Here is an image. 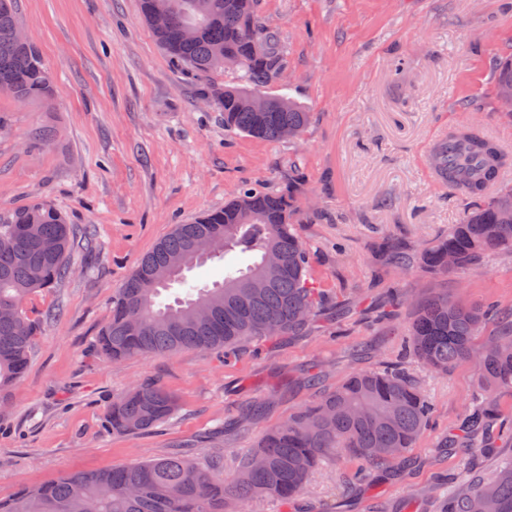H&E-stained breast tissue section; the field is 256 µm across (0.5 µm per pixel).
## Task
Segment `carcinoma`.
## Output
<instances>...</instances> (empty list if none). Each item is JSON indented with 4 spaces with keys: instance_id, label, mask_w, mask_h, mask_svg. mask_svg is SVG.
I'll return each mask as SVG.
<instances>
[{
    "instance_id": "obj_1",
    "label": "carcinoma",
    "mask_w": 512,
    "mask_h": 512,
    "mask_svg": "<svg viewBox=\"0 0 512 512\" xmlns=\"http://www.w3.org/2000/svg\"><path fill=\"white\" fill-rule=\"evenodd\" d=\"M261 0H142V12L169 56L199 79L232 71L236 82L216 98L224 131L271 141L284 129L304 133L311 113L300 102L273 91L275 71L286 69L279 34L265 26ZM17 0H0V93L18 102L53 104V78L34 43L21 34ZM512 60L502 62L494 92L501 112L512 116ZM263 93L273 101L255 112L242 100ZM288 101L282 109L278 102ZM471 156L485 159L476 173L464 162L448 171L452 187L482 199L480 206L448 228V236L418 252L392 248L389 260L402 270L417 266L435 274L480 267L492 253H512V190L490 192L499 164L496 149L481 130L448 135ZM299 175H288V190L244 185L224 209L188 224H176L142 257L112 301V316L98 347L106 357L124 360L186 348L216 351L224 358L244 353L259 340L300 336L326 310L325 297L310 275L311 255L294 224L301 207L294 196ZM278 254L276 266L266 255ZM249 254L244 267H224V280L199 287L187 273L217 257ZM71 230L65 216L47 201L0 210V396L24 377L41 323L26 303L69 270ZM457 263L448 266V255ZM157 273L149 294L140 279ZM186 289L171 302L161 300L174 285ZM498 324L482 347L477 365L482 395L463 418L459 431L488 435L485 450L498 458L497 474L484 480L450 479L444 512H512V456L500 454L493 427L497 390H512V308L490 302L464 305L446 294L420 300L409 323V349L424 365L446 373L472 360L474 337ZM175 398L154 383H140L112 401L106 423L136 434L167 422ZM431 407L420 388L398 368L361 372L317 402L268 429L258 446L241 458L228 482L220 454L201 466L186 452L133 462L100 472H78L23 486L0 497V512H253L267 498L288 501L302 490L321 458L340 453L376 466H390L426 430Z\"/></svg>"
}]
</instances>
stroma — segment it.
Segmentation results:
<instances>
[{
	"label": "stroma",
	"mask_w": 512,
	"mask_h": 512,
	"mask_svg": "<svg viewBox=\"0 0 512 512\" xmlns=\"http://www.w3.org/2000/svg\"><path fill=\"white\" fill-rule=\"evenodd\" d=\"M23 29L54 76L53 109L0 96V208L45 200L72 224L71 270L27 303L40 320L25 377L0 409V495L64 475L161 458L205 436L222 445L224 475L263 433L356 371L401 368L433 408L432 427L404 459L355 478L357 460L325 456L302 493L264 512H441L440 479L467 466L480 434L458 428L480 390L472 364L435 373L409 351L410 301L448 293L465 303L512 305V254L475 270L433 275L387 259L397 243L423 249L478 199L431 178L439 134L478 125L512 141L494 95L512 56V0H261L287 56L282 90L312 121L296 141L228 133L207 85L182 70L144 22L140 0H19ZM53 142H34L40 127ZM303 176L310 274L341 302L306 335L263 342L231 361L199 349L119 362L98 352L112 301L139 259L173 225L222 209L242 184L284 188ZM409 301L378 311L391 289ZM316 375L315 385L304 384ZM151 381L174 395L175 415L141 434L105 425L112 400ZM263 411L243 420L246 406ZM452 448H441L444 438Z\"/></svg>",
	"instance_id": "35a3bbf8"
}]
</instances>
